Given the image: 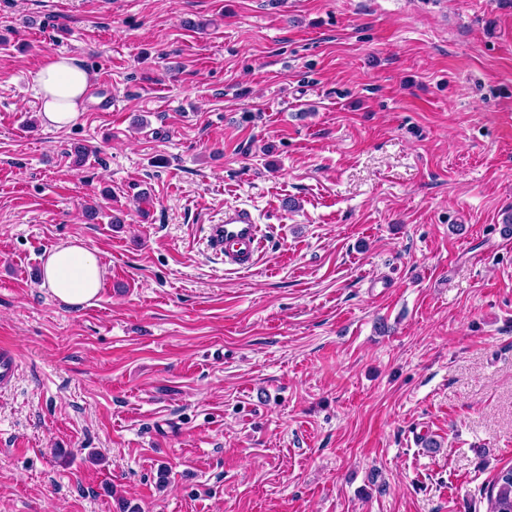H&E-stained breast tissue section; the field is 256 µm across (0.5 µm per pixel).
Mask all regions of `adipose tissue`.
<instances>
[{"instance_id": "obj_1", "label": "adipose tissue", "mask_w": 512, "mask_h": 512, "mask_svg": "<svg viewBox=\"0 0 512 512\" xmlns=\"http://www.w3.org/2000/svg\"><path fill=\"white\" fill-rule=\"evenodd\" d=\"M91 82V72L76 58H47L34 74L44 124L56 129L72 124L81 114ZM103 275L97 252L76 239L47 252L41 285L61 304L79 309L96 299Z\"/></svg>"}]
</instances>
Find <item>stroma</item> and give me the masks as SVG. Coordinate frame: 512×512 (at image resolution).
<instances>
[{"mask_svg":"<svg viewBox=\"0 0 512 512\" xmlns=\"http://www.w3.org/2000/svg\"><path fill=\"white\" fill-rule=\"evenodd\" d=\"M58 54L111 111L41 123ZM510 213L512 0H0V512H486ZM207 248L232 271H246L256 264L266 246V236L253 212L246 207H228L224 218L209 224ZM103 275L97 252L75 239L47 252L40 286L61 304L79 309L96 299ZM19 362L14 350L7 346H0V388L7 389L12 386L18 372Z\"/></svg>","mask_w":512,"mask_h":512,"instance_id":"stroma-1","label":"stroma"}]
</instances>
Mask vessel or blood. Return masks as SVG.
I'll use <instances>...</instances> for the list:
<instances>
[{
	"label": "vessel or blood",
	"instance_id": "obj_1",
	"mask_svg": "<svg viewBox=\"0 0 512 512\" xmlns=\"http://www.w3.org/2000/svg\"><path fill=\"white\" fill-rule=\"evenodd\" d=\"M207 247L220 257L226 269L246 271L256 264L266 246L265 232L253 212L245 207L225 209L218 222L208 225ZM19 362L14 350L0 346V388L12 386Z\"/></svg>",
	"mask_w": 512,
	"mask_h": 512
}]
</instances>
